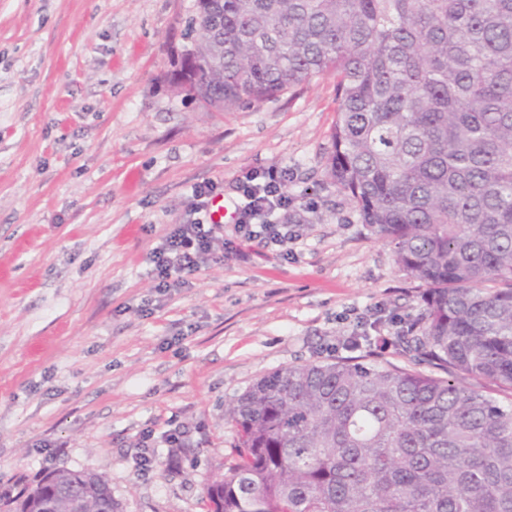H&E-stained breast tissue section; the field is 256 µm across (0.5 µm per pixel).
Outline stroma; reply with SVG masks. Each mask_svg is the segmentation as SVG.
Masks as SVG:
<instances>
[{
	"label": "stroma",
	"mask_w": 512,
	"mask_h": 512,
	"mask_svg": "<svg viewBox=\"0 0 512 512\" xmlns=\"http://www.w3.org/2000/svg\"><path fill=\"white\" fill-rule=\"evenodd\" d=\"M195 0H0V493L58 469L105 475L122 512H206L235 431L224 405L262 375L377 353L421 290L326 175L336 81L224 112L173 85ZM305 220L287 252L242 241L161 291L149 257L269 169ZM177 434L180 447L166 438Z\"/></svg>",
	"instance_id": "stroma-1"
}]
</instances>
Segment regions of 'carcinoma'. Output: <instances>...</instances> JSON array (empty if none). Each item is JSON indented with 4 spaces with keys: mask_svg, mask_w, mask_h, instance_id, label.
I'll return each instance as SVG.
<instances>
[{
    "mask_svg": "<svg viewBox=\"0 0 512 512\" xmlns=\"http://www.w3.org/2000/svg\"><path fill=\"white\" fill-rule=\"evenodd\" d=\"M201 11L176 86L208 108L336 77L326 173L424 287L395 343L437 369L340 356L261 376L224 405L236 439L206 512H512V0ZM76 477L82 512H119L104 476L70 469L0 512H71L42 492Z\"/></svg>",
    "mask_w": 512,
    "mask_h": 512,
    "instance_id": "1",
    "label": "carcinoma"
}]
</instances>
